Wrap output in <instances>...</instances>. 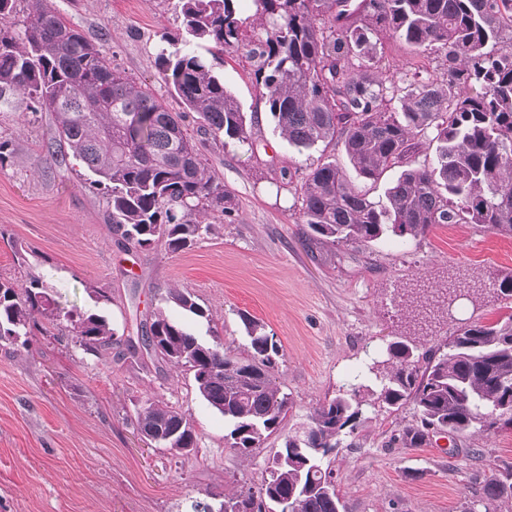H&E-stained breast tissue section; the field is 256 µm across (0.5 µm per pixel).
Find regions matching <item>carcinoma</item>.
Here are the masks:
<instances>
[{
	"label": "carcinoma",
	"mask_w": 512,
	"mask_h": 512,
	"mask_svg": "<svg viewBox=\"0 0 512 512\" xmlns=\"http://www.w3.org/2000/svg\"><path fill=\"white\" fill-rule=\"evenodd\" d=\"M26 7H21V3ZM240 0H172L182 40L162 35L157 55L171 95L226 145L249 141L255 113L242 110L208 56L247 48L274 130L298 152L342 142L357 175L373 183L394 167L399 176L376 200L357 189L334 161L302 179L300 223L310 244L365 248L383 237L415 239L436 224H485L512 236V0H252L262 31L247 34ZM414 52L430 51L447 81L414 77L399 85L372 65L379 35ZM17 96L54 114L51 155L71 157L107 190L112 237L123 249L164 238L181 251L213 230L201 217L234 210L231 195L184 121L151 89L112 64L102 45L68 24L48 0H0V101ZM399 106L387 110V103ZM433 150L432 162L419 161ZM167 300L212 321L187 289ZM243 354L206 342L162 308L121 341L97 313L62 312L36 276L0 281V344L68 324L85 351L116 362L142 352L193 372L199 396L230 424L229 447L248 454L279 431L289 394L277 383V343L265 325L242 315ZM152 335L153 347L139 343ZM374 385L352 383L320 402L299 435L285 439L257 489L224 497L219 508L192 512H343L322 459L357 429L365 405L394 411L412 402L417 423L394 440L418 448L440 432L490 430L491 416L512 425V315L474 321L444 348L422 354L403 341L368 366ZM144 436L197 447L191 416L149 399L138 409ZM512 502V465L485 479L484 512Z\"/></svg>",
	"instance_id": "carcinoma-1"
}]
</instances>
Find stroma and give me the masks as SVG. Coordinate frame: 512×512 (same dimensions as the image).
Listing matches in <instances>:
<instances>
[{
	"label": "stroma",
	"mask_w": 512,
	"mask_h": 512,
	"mask_svg": "<svg viewBox=\"0 0 512 512\" xmlns=\"http://www.w3.org/2000/svg\"><path fill=\"white\" fill-rule=\"evenodd\" d=\"M53 5L89 39L104 41L128 76L182 111L156 64L162 34L179 33L167 0ZM376 61L399 83L416 74L445 77L435 54L410 51L386 35ZM213 67L259 124L251 142L225 147L199 121L190 122L189 134L235 209L176 253L161 241L117 248L103 190L77 161L61 167L48 152L52 113L34 114L16 101L1 106L0 141L12 153L0 165V278L21 282L35 274L59 309L102 314L127 335L164 308L203 340L220 338L231 356L248 343L241 314L256 318L281 347L278 378L291 401L283 427L244 456L229 448L227 422L202 402L185 368L147 357L117 363L67 337L0 346V512H191L193 501L220 502L259 486L285 437L352 375L385 359L389 342L423 352L444 344L461 324L512 314V301L494 288L512 272V237L485 226L440 225L403 243L340 246L334 262L324 261L325 246L307 245L301 235L297 197L281 173L306 174L327 154L353 174L343 146L303 153L290 147L274 130L245 50L225 51ZM18 243L26 250L22 266ZM451 282L464 292L449 314L417 326L403 313L411 288ZM175 288L193 292L212 321L168 303ZM98 289L111 303L97 302ZM150 398L191 413L195 453L151 446L138 432L136 411ZM414 419L410 403L396 412L363 408L357 432L325 460L344 512H460L477 498L475 476L512 464V428L455 441L436 436L420 448L392 443V434ZM470 448L482 449V458L467 456Z\"/></svg>",
	"instance_id": "obj_1"
}]
</instances>
